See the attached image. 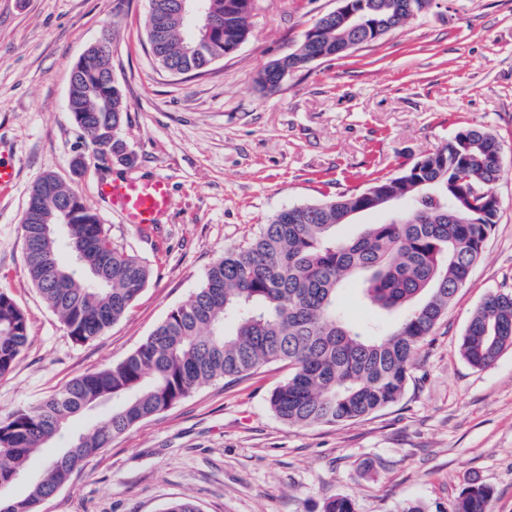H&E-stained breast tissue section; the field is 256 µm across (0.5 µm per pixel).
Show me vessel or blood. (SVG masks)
I'll use <instances>...</instances> for the list:
<instances>
[{
	"label": "vessel or blood",
	"mask_w": 512,
	"mask_h": 512,
	"mask_svg": "<svg viewBox=\"0 0 512 512\" xmlns=\"http://www.w3.org/2000/svg\"><path fill=\"white\" fill-rule=\"evenodd\" d=\"M114 211L125 223L146 228L158 222L172 206V195L166 178L139 181L115 179L99 188Z\"/></svg>",
	"instance_id": "1"
}]
</instances>
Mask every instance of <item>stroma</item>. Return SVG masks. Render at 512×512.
<instances>
[{"label": "stroma", "mask_w": 512, "mask_h": 512, "mask_svg": "<svg viewBox=\"0 0 512 512\" xmlns=\"http://www.w3.org/2000/svg\"><path fill=\"white\" fill-rule=\"evenodd\" d=\"M337 0H255L249 35L200 75L174 76L150 51L148 0H0V152L17 182L0 187V288L23 308L29 344L0 376V414L37 403L73 378L124 359L200 287L224 252L274 213L397 174L457 129L480 126L501 147L497 222L467 285L416 359L400 401L356 421L291 426L269 407L288 375L273 363L202 386L113 438L39 512H161L175 498L202 512H321L332 496L356 512H453L462 489L491 488L490 512H512V350L490 367L460 354L486 295L512 291V0H432L349 55L322 59L263 89ZM127 105L131 166L88 168L67 109L72 70L104 30ZM74 184L115 244L151 279L102 336L80 344L29 281L21 221L32 185ZM166 178L173 204L139 230L97 197L115 178Z\"/></svg>", "instance_id": "35a3bbf8"}]
</instances>
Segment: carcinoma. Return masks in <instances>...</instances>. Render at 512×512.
<instances>
[{"label":"carcinoma","instance_id":"cac0c4a2","mask_svg":"<svg viewBox=\"0 0 512 512\" xmlns=\"http://www.w3.org/2000/svg\"><path fill=\"white\" fill-rule=\"evenodd\" d=\"M149 46L164 69L202 73L248 36L253 0H208L198 30L217 31L204 54L189 55L190 31L177 0H149ZM360 9L355 33L335 24L303 38L291 54L259 73L267 87L278 75L350 51L347 39L402 25L409 11L430 0H351ZM112 35L88 51L71 75L68 111L92 147L98 165L107 156L133 165L122 137L126 103L114 83ZM501 173L500 145L484 128L465 127L442 147L394 176L370 180L327 198L273 214L245 246L224 253L201 286L123 360L79 376L33 406L0 415V487L25 472L30 455L66 434L77 416L91 417L69 438L22 499L0 512H38L40 503L67 483L112 438L215 380L242 378L272 362L291 366L269 405L283 422L318 426L364 419L403 395L420 348L467 283L496 224L493 186ZM399 197L407 208L369 224L356 237L336 227L349 214L383 211ZM27 274L77 343L94 340L119 321L141 294L151 268L114 244L99 214L67 182L45 174L32 186L22 217ZM363 280L374 308L398 312L391 330L346 320L339 293ZM29 342L24 311L0 289V376ZM512 349V292H494L474 310L461 339V356L474 368L491 366ZM491 490L471 483L454 512H489ZM322 512H355L344 497H330Z\"/></svg>","mask_w":512,"mask_h":512}]
</instances>
